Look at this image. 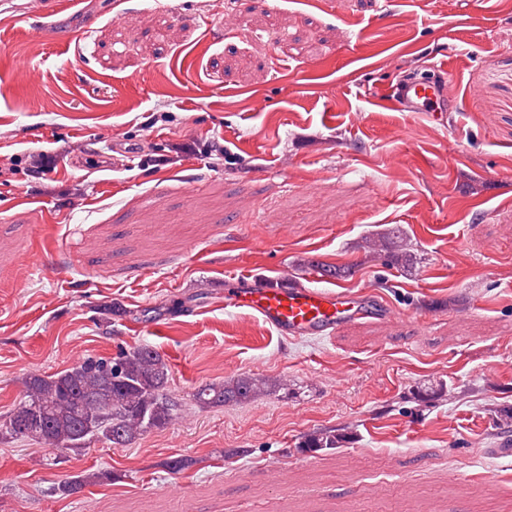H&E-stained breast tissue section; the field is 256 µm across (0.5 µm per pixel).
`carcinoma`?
<instances>
[{
  "mask_svg": "<svg viewBox=\"0 0 512 512\" xmlns=\"http://www.w3.org/2000/svg\"><path fill=\"white\" fill-rule=\"evenodd\" d=\"M170 369L149 345L114 357L89 356L50 375L32 374L22 398L0 417V437L43 445L61 453H79L95 441L118 448L177 421L182 404L169 389ZM282 388L260 375L211 383L192 393L200 408L239 404ZM348 436L340 429L314 431L299 442L301 452L334 450ZM112 480V472H80L57 484L54 493L70 496L89 484Z\"/></svg>",
  "mask_w": 512,
  "mask_h": 512,
  "instance_id": "cac0c4a2",
  "label": "carcinoma"
}]
</instances>
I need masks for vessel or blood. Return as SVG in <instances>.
Returning a JSON list of instances; mask_svg holds the SVG:
<instances>
[{"instance_id": "b4317fda", "label": "vessel or blood", "mask_w": 512, "mask_h": 512, "mask_svg": "<svg viewBox=\"0 0 512 512\" xmlns=\"http://www.w3.org/2000/svg\"><path fill=\"white\" fill-rule=\"evenodd\" d=\"M447 97L440 82L413 76L382 93L380 99L391 109L416 113L428 111ZM307 275L310 283L305 287L240 276L237 288L225 291L224 304L255 313L280 336L294 340L329 336L357 319L385 318L390 314L388 305L379 301L373 291L319 287L323 277L320 266H311Z\"/></svg>"}]
</instances>
